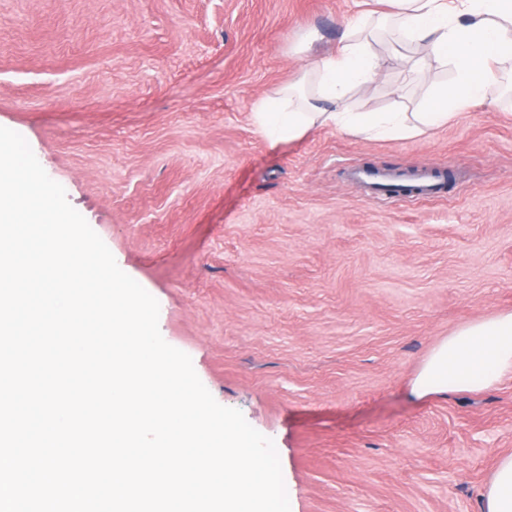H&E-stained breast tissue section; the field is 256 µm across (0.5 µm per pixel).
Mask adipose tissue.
Segmentation results:
<instances>
[{
    "label": "adipose tissue",
    "mask_w": 512,
    "mask_h": 512,
    "mask_svg": "<svg viewBox=\"0 0 512 512\" xmlns=\"http://www.w3.org/2000/svg\"><path fill=\"white\" fill-rule=\"evenodd\" d=\"M397 48L427 46L450 65L451 84L435 87L421 111L352 112L354 89L373 81L365 18L346 26L335 54L315 58L299 81L275 90L254 108L257 129L271 145L289 144L315 125L370 137L406 138L447 125L482 103L496 68L512 59V0H391ZM512 376V312L460 326L430 351L411 383L415 397L457 389H492ZM485 512H512V454L499 459L484 493Z\"/></svg>",
    "instance_id": "ef3b65f1"
}]
</instances>
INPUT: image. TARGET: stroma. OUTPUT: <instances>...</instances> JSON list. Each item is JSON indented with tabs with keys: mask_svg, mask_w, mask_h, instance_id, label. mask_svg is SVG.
<instances>
[{
	"mask_svg": "<svg viewBox=\"0 0 512 512\" xmlns=\"http://www.w3.org/2000/svg\"><path fill=\"white\" fill-rule=\"evenodd\" d=\"M383 0H0V126L21 134L216 401L276 446L290 512H484L512 377L414 398L458 326L512 311V94L401 139L270 147L255 104ZM384 65L351 109L452 81ZM355 167L448 174L372 203Z\"/></svg>",
	"mask_w": 512,
	"mask_h": 512,
	"instance_id": "1",
	"label": "stroma"
}]
</instances>
